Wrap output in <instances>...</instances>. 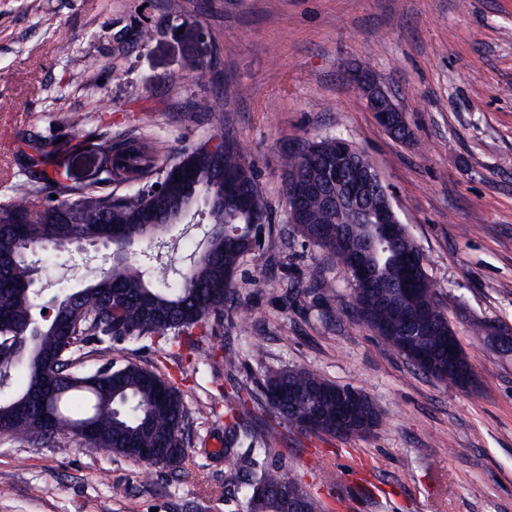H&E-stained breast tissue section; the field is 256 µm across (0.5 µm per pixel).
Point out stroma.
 Here are the masks:
<instances>
[{
    "label": "stroma",
    "mask_w": 512,
    "mask_h": 512,
    "mask_svg": "<svg viewBox=\"0 0 512 512\" xmlns=\"http://www.w3.org/2000/svg\"><path fill=\"white\" fill-rule=\"evenodd\" d=\"M361 69L402 110L408 140L367 109L352 81ZM75 115L85 126L70 125ZM222 128L255 166L272 231L245 257L238 306L209 344L260 341L264 362L217 358L178 381L192 427L174 470L0 434V512H243L242 495L224 491L226 417L211 402L230 381L256 386L267 367L313 370L379 410L362 436L282 428L285 470L325 512H512V350L482 334L512 328V0H0V204L26 186L25 139L49 144L48 172L95 186L108 138L148 137L171 157ZM324 137L363 151L390 186L473 387L388 349L352 311L349 273L288 223L284 157ZM205 230L175 225L152 244L151 267L178 277ZM107 256L99 246L46 260L40 303L91 282ZM319 277L332 283L323 298L285 296L284 280ZM109 356L178 371L145 340ZM324 458L341 499L318 484Z\"/></svg>",
    "instance_id": "stroma-1"
}]
</instances>
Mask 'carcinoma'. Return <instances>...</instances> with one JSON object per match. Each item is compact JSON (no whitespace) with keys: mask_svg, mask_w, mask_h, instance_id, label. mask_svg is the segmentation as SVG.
<instances>
[{"mask_svg":"<svg viewBox=\"0 0 512 512\" xmlns=\"http://www.w3.org/2000/svg\"><path fill=\"white\" fill-rule=\"evenodd\" d=\"M224 142L221 168L199 144L177 152L181 176H170L163 192L148 196L142 181L153 168L156 148L146 138L117 162L103 182L139 184L125 196L93 187L74 195L63 180L34 177L26 192L0 205V434H10L30 447L62 448L76 442L88 448H110L128 457L132 448H164L180 440L179 454L155 457L147 464L175 469L184 461L191 415L180 390L161 372L142 364L104 360L91 372L77 369L73 354L102 353L103 343L130 339H165L191 356L206 352L205 328L224 323L236 297L235 277L244 257L261 247L271 232L270 214L256 176H251L256 207L265 223L238 208L236 195L224 192V179L236 178L253 165L240 153L235 136L220 133ZM336 139L312 140L288 155V176L321 181L332 175ZM57 198H52V195ZM206 196L211 224L203 252L172 282L153 284L147 268L129 255L136 244L162 237L187 197ZM303 241L327 251L335 262L350 265L357 239L372 233L369 224L352 226L354 238L336 241L333 218L320 202L309 200L301 223L294 225ZM102 243L110 250V264L99 279L79 289L66 288L55 320L35 322L38 295L31 288L33 252L48 253L62 240ZM421 252L406 227L380 253L373 275L364 283L351 282L353 305L371 328L380 323L402 324L404 314L426 311L430 323L420 336L386 334L381 339L398 355L423 372L453 386L465 384L457 365L467 363L457 333L441 309L436 292L422 267L420 282L408 278V265ZM394 286L401 313L391 315L376 301L375 284ZM456 344V359H448V343ZM59 357L53 378L45 374L49 356ZM274 422L256 432L250 429L243 392L232 384L220 393L231 422L224 459L233 464L229 480L243 495L246 512H286L285 489H301L288 476L277 449L286 423L301 434L337 435L336 393L354 394L372 424L379 413L371 398L349 386H339L305 369H268L260 383Z\"/></svg>","mask_w":512,"mask_h":512,"instance_id":"carcinoma-1","label":"carcinoma"}]
</instances>
